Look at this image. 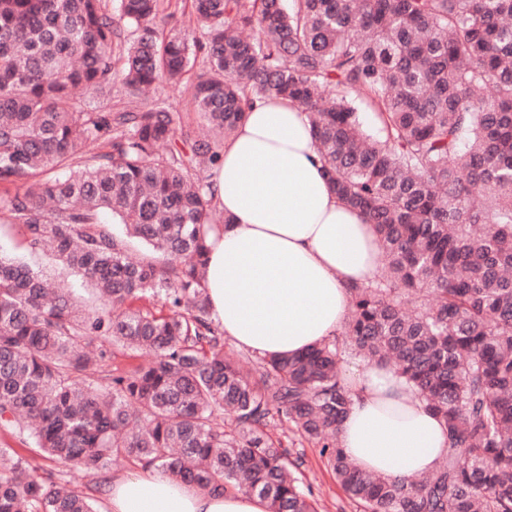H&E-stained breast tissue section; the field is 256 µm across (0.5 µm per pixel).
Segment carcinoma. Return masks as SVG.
<instances>
[{"label":"carcinoma","instance_id":"cac0c4a2","mask_svg":"<svg viewBox=\"0 0 512 512\" xmlns=\"http://www.w3.org/2000/svg\"><path fill=\"white\" fill-rule=\"evenodd\" d=\"M187 14L197 29L169 26ZM190 74L206 132L178 130L151 96ZM114 88L128 108L112 111ZM269 96L307 114L381 255L351 288L343 340L265 358L256 378L210 318L205 238L224 223L210 181L224 138ZM178 133L190 152L163 151ZM2 186L16 191L0 224L103 308L0 256V426L34 444L0 447V512H95L64 475L125 459L316 512L273 423L319 448L365 512H512V0H0ZM114 346L155 360L87 383ZM348 349L443 422L434 471L389 480L341 448Z\"/></svg>","mask_w":512,"mask_h":512}]
</instances>
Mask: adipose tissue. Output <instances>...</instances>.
I'll return each mask as SVG.
<instances>
[{"label": "adipose tissue", "instance_id": "obj_1", "mask_svg": "<svg viewBox=\"0 0 512 512\" xmlns=\"http://www.w3.org/2000/svg\"><path fill=\"white\" fill-rule=\"evenodd\" d=\"M212 175L224 224L206 237L212 320L236 346L270 357L342 329L349 288L372 279L379 245L368 217L345 205L323 172L306 115L269 97L224 143ZM341 446L387 479L428 473L448 431L389 366L349 368ZM105 512H269L255 494L208 493L146 467L113 475Z\"/></svg>", "mask_w": 512, "mask_h": 512}]
</instances>
